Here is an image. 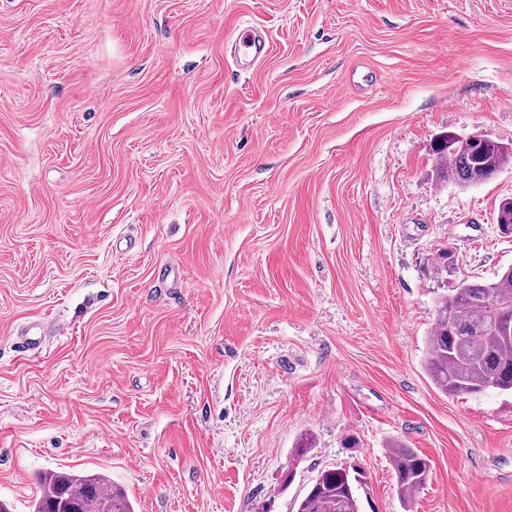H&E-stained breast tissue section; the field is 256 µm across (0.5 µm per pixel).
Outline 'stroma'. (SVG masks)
<instances>
[{
    "label": "stroma",
    "instance_id": "35a3bbf8",
    "mask_svg": "<svg viewBox=\"0 0 512 512\" xmlns=\"http://www.w3.org/2000/svg\"><path fill=\"white\" fill-rule=\"evenodd\" d=\"M445 132L512 142V0H0V501L293 512L356 465L363 512H512V396L424 365L436 297L512 265V167L439 181ZM269 51V40L252 29L239 32L233 41V60L235 65L241 68L255 65L264 59ZM388 452L400 495L409 507L413 493L424 486L431 475L430 460L396 442L389 443ZM37 488L31 512H135L123 489L101 472L49 470Z\"/></svg>",
    "mask_w": 512,
    "mask_h": 512
}]
</instances>
